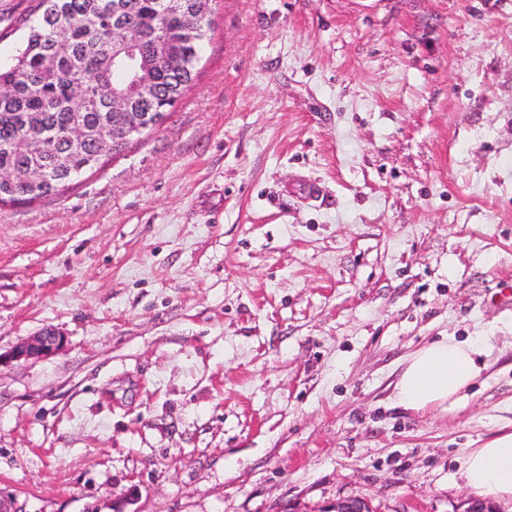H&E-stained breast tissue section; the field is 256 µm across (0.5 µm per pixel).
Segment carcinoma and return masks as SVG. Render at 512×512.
I'll return each mask as SVG.
<instances>
[{
  "instance_id": "carcinoma-1",
  "label": "carcinoma",
  "mask_w": 512,
  "mask_h": 512,
  "mask_svg": "<svg viewBox=\"0 0 512 512\" xmlns=\"http://www.w3.org/2000/svg\"><path fill=\"white\" fill-rule=\"evenodd\" d=\"M36 19L22 20L26 29L20 47L0 63V171L18 173L38 166L45 179L36 184L0 182V208L34 202L56 195L105 157L122 152L130 140L162 125L173 103L197 76L202 33H189L182 17L202 10L200 0H31ZM64 29L67 54L54 69L44 68L54 53V33ZM128 30L134 31L139 51L129 64L112 60V44ZM154 88L149 99L133 92L135 78ZM89 84L91 95L83 110L69 105L71 86ZM125 90L129 111L111 109L112 92ZM81 124L88 133L80 145L68 141L69 127ZM38 125L45 141L30 150L27 132ZM104 126L115 127L106 144L97 138Z\"/></svg>"
}]
</instances>
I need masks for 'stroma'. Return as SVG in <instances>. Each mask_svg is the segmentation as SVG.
Segmentation results:
<instances>
[{"mask_svg":"<svg viewBox=\"0 0 512 512\" xmlns=\"http://www.w3.org/2000/svg\"><path fill=\"white\" fill-rule=\"evenodd\" d=\"M157 129L0 209V491L25 512H464L512 429V0H214ZM320 183L317 198L298 183ZM472 339L449 408L407 357ZM66 343L65 336H62L53 328H45L13 347L8 353H0V368L15 361L53 356L63 350ZM477 354L473 344L453 336L420 348L409 357L395 385L396 403L414 412L454 405L480 372ZM462 477L465 484L494 499L512 498V431H501L481 448H471Z\"/></svg>","mask_w":512,"mask_h":512,"instance_id":"stroma-1","label":"stroma"}]
</instances>
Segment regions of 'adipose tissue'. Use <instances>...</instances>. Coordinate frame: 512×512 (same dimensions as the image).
<instances>
[{"mask_svg":"<svg viewBox=\"0 0 512 512\" xmlns=\"http://www.w3.org/2000/svg\"><path fill=\"white\" fill-rule=\"evenodd\" d=\"M476 354L474 345L451 336L420 348L409 357L395 385L396 403L414 412L457 403L480 372ZM462 477L468 487L487 497L512 498V431L470 449Z\"/></svg>","mask_w":512,"mask_h":512,"instance_id":"1","label":"adipose tissue"}]
</instances>
